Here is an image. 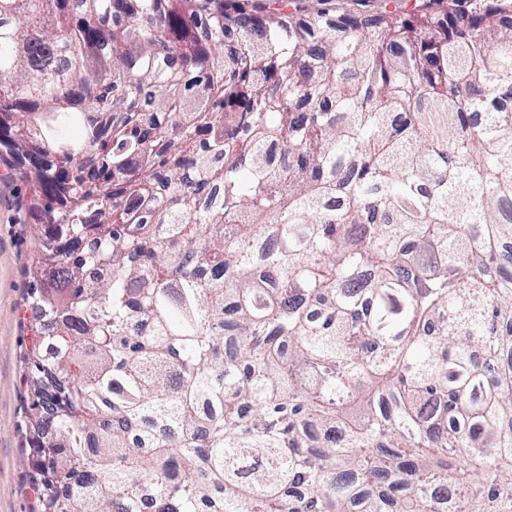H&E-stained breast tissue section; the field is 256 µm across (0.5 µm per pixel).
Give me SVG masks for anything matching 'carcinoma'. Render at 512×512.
I'll use <instances>...</instances> for the list:
<instances>
[{"instance_id":"obj_1","label":"carcinoma","mask_w":512,"mask_h":512,"mask_svg":"<svg viewBox=\"0 0 512 512\" xmlns=\"http://www.w3.org/2000/svg\"><path fill=\"white\" fill-rule=\"evenodd\" d=\"M0 145L33 512H512L509 0H0ZM292 5L305 13L315 12L318 8L327 7L332 9L334 12H347L354 8H360L358 4L368 5V9L377 10L381 7L387 6L388 9L400 8L410 9L412 7V0H365L364 2H358L355 0H329L327 5H320V0H292Z\"/></svg>"}]
</instances>
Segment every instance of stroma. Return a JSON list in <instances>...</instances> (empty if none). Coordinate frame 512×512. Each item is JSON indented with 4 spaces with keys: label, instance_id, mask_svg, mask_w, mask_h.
<instances>
[{
    "label": "stroma",
    "instance_id": "1",
    "mask_svg": "<svg viewBox=\"0 0 512 512\" xmlns=\"http://www.w3.org/2000/svg\"><path fill=\"white\" fill-rule=\"evenodd\" d=\"M25 194L15 163L0 160V512H31L33 502L29 398L22 384L31 334L23 299L38 229L22 209Z\"/></svg>",
    "mask_w": 512,
    "mask_h": 512
}]
</instances>
